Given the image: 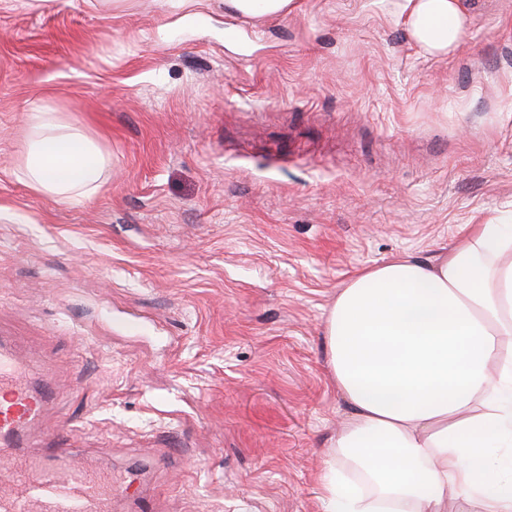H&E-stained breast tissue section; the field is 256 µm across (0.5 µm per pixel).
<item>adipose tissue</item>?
Instances as JSON below:
<instances>
[{
    "label": "adipose tissue",
    "mask_w": 512,
    "mask_h": 512,
    "mask_svg": "<svg viewBox=\"0 0 512 512\" xmlns=\"http://www.w3.org/2000/svg\"><path fill=\"white\" fill-rule=\"evenodd\" d=\"M430 57L462 45L468 0H399ZM109 157L78 123L38 106L19 168L33 191L91 199ZM349 414L321 479L325 512H512V228L477 224L431 258L362 270L325 323Z\"/></svg>",
    "instance_id": "ef3b65f1"
}]
</instances>
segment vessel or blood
Here are the masks:
<instances>
[{"label":"vessel or blood","mask_w":512,"mask_h":512,"mask_svg":"<svg viewBox=\"0 0 512 512\" xmlns=\"http://www.w3.org/2000/svg\"><path fill=\"white\" fill-rule=\"evenodd\" d=\"M47 406L44 392L29 381L10 345L0 338V457L13 458L16 475L0 487V512H112L119 487L109 471L78 468L52 440L31 455V430Z\"/></svg>","instance_id":"obj_1"}]
</instances>
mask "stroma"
I'll return each instance as SVG.
<instances>
[{
    "label": "stroma",
    "mask_w": 512,
    "mask_h": 512,
    "mask_svg": "<svg viewBox=\"0 0 512 512\" xmlns=\"http://www.w3.org/2000/svg\"><path fill=\"white\" fill-rule=\"evenodd\" d=\"M395 4L0 0V336L153 512H322L337 290L512 214V0L443 59ZM39 102L109 153L92 200L22 180ZM293 0H225L224 10L247 17H271L290 12Z\"/></svg>",
    "instance_id": "35a3bbf8"
}]
</instances>
